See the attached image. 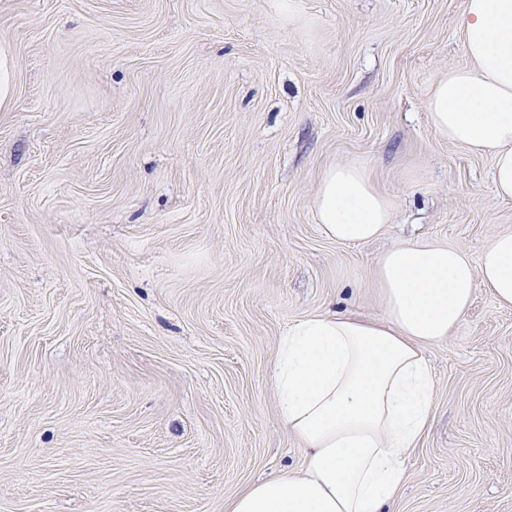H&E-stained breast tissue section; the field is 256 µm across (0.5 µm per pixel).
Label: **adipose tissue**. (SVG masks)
<instances>
[{"mask_svg": "<svg viewBox=\"0 0 512 512\" xmlns=\"http://www.w3.org/2000/svg\"><path fill=\"white\" fill-rule=\"evenodd\" d=\"M459 29L470 64L433 84L430 124L449 144L490 156L497 197L512 199V0H464ZM312 209L328 238L356 245L383 234L393 204L351 160L322 173ZM374 281L384 318L317 315L282 337L272 384L305 466L246 485L225 512H390L406 483L403 459L431 420L425 351L463 321L477 287L512 306V232L476 260L431 242L394 245Z\"/></svg>", "mask_w": 512, "mask_h": 512, "instance_id": "obj_1", "label": "adipose tissue"}]
</instances>
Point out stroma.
<instances>
[{"label":"stroma","mask_w":512,"mask_h":512,"mask_svg":"<svg viewBox=\"0 0 512 512\" xmlns=\"http://www.w3.org/2000/svg\"><path fill=\"white\" fill-rule=\"evenodd\" d=\"M463 0H0V512H225L298 471L271 381L321 313L382 316L397 242L512 230L490 158L431 127ZM356 159L394 202L318 229ZM426 357L430 426L393 512H512V307L478 288ZM12 69V54L0 47V112L10 111L13 105ZM316 223L337 243L356 245L379 238L390 224L391 199L373 183L358 160L326 169L312 199Z\"/></svg>","instance_id":"35a3bbf8"}]
</instances>
